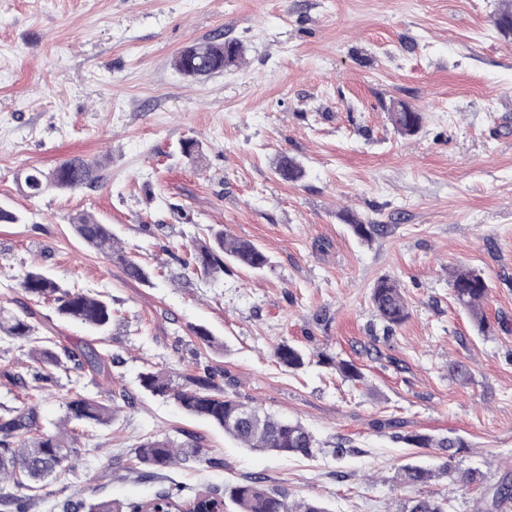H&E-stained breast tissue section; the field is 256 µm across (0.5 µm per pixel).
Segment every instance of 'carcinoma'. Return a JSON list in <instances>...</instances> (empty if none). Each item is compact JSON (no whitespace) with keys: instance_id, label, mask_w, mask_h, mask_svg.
Here are the masks:
<instances>
[{"instance_id":"1","label":"carcinoma","mask_w":512,"mask_h":512,"mask_svg":"<svg viewBox=\"0 0 512 512\" xmlns=\"http://www.w3.org/2000/svg\"><path fill=\"white\" fill-rule=\"evenodd\" d=\"M499 33L506 39L512 37V6L500 9L493 18ZM244 47L234 40L205 41L188 47L174 60L175 68L185 76L198 77L221 73L224 69L238 65L243 59ZM392 121L403 135H413L421 127L422 115L410 105L400 103L392 108ZM96 163L75 156L50 170L33 168L24 176V187L31 197H38L50 190H73L91 184L95 180ZM277 173L285 180L297 181L304 171L295 159L280 157ZM348 222L353 233L364 241H371L387 233L386 224H365L350 215ZM70 224L76 235L86 244L97 249L109 259L121 264L127 277L151 283L153 271L147 264L125 253L112 233V225L100 224L92 216L80 213L71 218ZM192 269L205 280H216L224 276L225 262L231 261L249 271H261L270 264L269 256L253 242L224 233L221 228H208L207 234L192 241ZM23 291L36 299L49 300L55 304L56 312L81 322L100 337H105L112 324V303L103 294L79 288H61L45 271L32 268L20 282ZM449 285L454 300L466 309L485 330L488 327L482 303L488 293L484 277L476 270L459 267L449 276ZM371 303L377 318L386 331L402 325L409 317L405 296L398 284L381 277L371 293ZM22 339L30 344L28 355L45 367L59 368L75 360V355L64 348L60 351L37 335V327L29 317L11 314L0 307V337ZM277 361L291 369L304 365L303 354L295 347L280 344L273 350ZM140 385L154 395L169 397L186 415L201 418L224 431V434L251 450L277 455L312 456L319 443L312 432L298 420L275 417L257 406L246 405L212 381L209 368L204 376L187 380L174 386L170 374L164 369L150 370L139 375ZM66 415L53 424L54 430H44L37 422L32 407L15 408L0 414V481L12 482L19 491L35 489L33 483L52 476L70 462L76 452L77 438L67 437V425L106 424L116 418L120 406L112 398L103 401L80 393L65 401ZM403 441L417 448H439L448 459L467 447V443L453 436L410 434ZM190 445L171 437L149 438L137 446L140 463L154 469L172 467L182 460L185 448ZM199 452V446H190ZM434 476L430 469L419 465H404L397 474L405 486L428 483ZM512 497V480L504 478L491 493L487 509L497 508ZM231 501L239 512H325L320 502L310 499L292 501L287 494L269 489L263 478L252 477L224 493L217 491L198 492L186 496L180 486L171 487L154 496L151 503L159 506L170 503L189 502L199 512H205L210 502ZM139 503L123 505L113 501H99L90 505V512H137ZM403 512H446L444 503L431 497H420L411 501Z\"/></svg>"}]
</instances>
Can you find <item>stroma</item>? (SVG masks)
<instances>
[{
  "label": "stroma",
  "instance_id": "35a3bbf8",
  "mask_svg": "<svg viewBox=\"0 0 512 512\" xmlns=\"http://www.w3.org/2000/svg\"><path fill=\"white\" fill-rule=\"evenodd\" d=\"M501 3L0 0V207L22 217L0 223V305L105 359L99 373L55 369L40 388L20 363L27 342L0 340V410L35 407L48 427L73 393L127 397L112 423L80 427L73 468L59 469L28 512H88L175 485L221 491L253 476L290 499L319 498L327 512H400L418 497L483 512L512 473V40L493 25ZM213 38L243 44L240 66L200 79L175 69L181 51ZM399 102L421 112L415 134L394 128ZM190 138L201 144L192 160L181 151ZM283 154L303 178L277 174ZM74 156L98 161L94 183L25 194L26 171ZM83 212L154 265L151 284L73 235L69 219ZM350 214L389 230L360 241ZM211 226L259 244L270 267L231 265L214 283L183 269ZM460 266L488 283L487 332L453 300L449 274ZM32 267L107 295L109 336L96 340L26 296L18 283ZM384 276L410 313L390 336L371 303ZM282 343L304 352V366L272 357ZM341 360L362 380L344 378ZM207 366L242 403L304 423L320 451L241 447L138 382L164 368L181 383ZM14 369L24 385L2 378ZM184 430L199 437L198 454L161 471L137 459L144 439ZM411 432L468 447L449 464L439 449L405 444ZM408 463L432 480L400 486Z\"/></svg>",
  "mask_w": 512,
  "mask_h": 512
}]
</instances>
